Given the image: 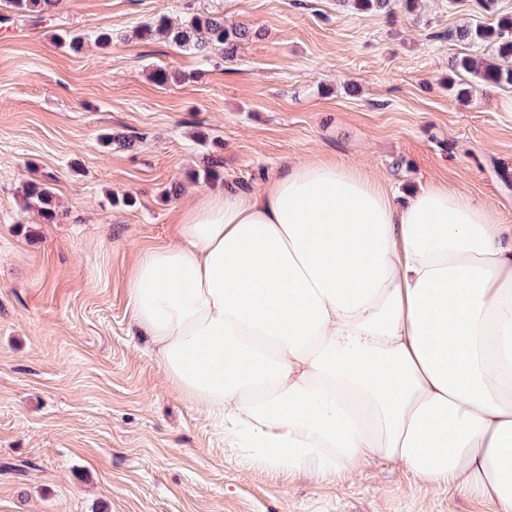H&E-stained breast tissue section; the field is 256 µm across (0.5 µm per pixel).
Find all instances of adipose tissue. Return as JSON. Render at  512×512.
<instances>
[{
  "instance_id": "obj_1",
  "label": "adipose tissue",
  "mask_w": 512,
  "mask_h": 512,
  "mask_svg": "<svg viewBox=\"0 0 512 512\" xmlns=\"http://www.w3.org/2000/svg\"><path fill=\"white\" fill-rule=\"evenodd\" d=\"M143 252L133 324L171 383L265 469L374 459L512 512V225L459 190L344 164L203 194Z\"/></svg>"
}]
</instances>
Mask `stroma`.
<instances>
[{
	"instance_id": "1",
	"label": "stroma",
	"mask_w": 512,
	"mask_h": 512,
	"mask_svg": "<svg viewBox=\"0 0 512 512\" xmlns=\"http://www.w3.org/2000/svg\"><path fill=\"white\" fill-rule=\"evenodd\" d=\"M202 12L258 35L231 60L140 35ZM509 15L512 0H422L409 17L346 0H62L40 20L0 6V512H490L390 461L336 479L252 466L171 384L126 283L141 252L178 242L192 195L258 190L291 161L459 188L512 225V88L451 67L489 54L461 26ZM214 156L219 179L193 182ZM35 179L57 223L25 209ZM23 462L35 477L12 472Z\"/></svg>"
}]
</instances>
